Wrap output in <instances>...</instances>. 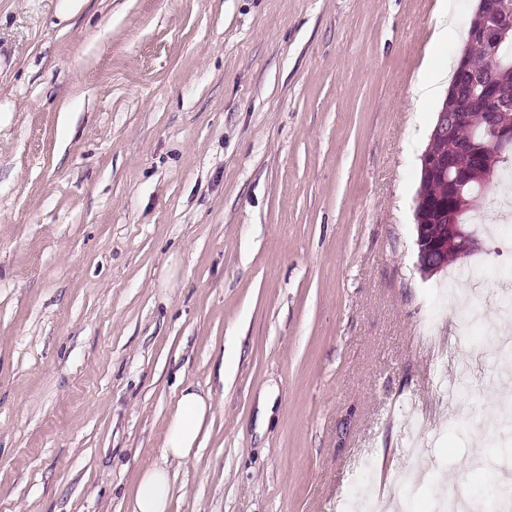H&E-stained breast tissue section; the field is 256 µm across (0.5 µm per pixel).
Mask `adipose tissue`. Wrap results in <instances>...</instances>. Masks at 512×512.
<instances>
[{"label": "adipose tissue", "mask_w": 512, "mask_h": 512, "mask_svg": "<svg viewBox=\"0 0 512 512\" xmlns=\"http://www.w3.org/2000/svg\"><path fill=\"white\" fill-rule=\"evenodd\" d=\"M214 414L211 393L188 382L162 437L163 464L143 470L128 502L129 512H168L171 481L168 462L188 461L206 437Z\"/></svg>", "instance_id": "obj_1"}]
</instances>
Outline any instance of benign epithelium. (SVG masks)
I'll return each instance as SVG.
<instances>
[{"label": "benign epithelium", "instance_id": "obj_1", "mask_svg": "<svg viewBox=\"0 0 512 512\" xmlns=\"http://www.w3.org/2000/svg\"><path fill=\"white\" fill-rule=\"evenodd\" d=\"M472 37L495 54L498 46L512 38V3L509 0H478L472 18ZM465 96L467 111L438 112L430 141L420 157L422 179L448 175V199L434 201L421 194L413 207L417 264L429 277L446 267L443 257L455 252L465 258L477 249L478 239L462 216L475 209L482 195L465 192L468 173L458 170L450 157L436 150L437 143L449 141L453 149L468 155L473 166L488 169L483 188L493 181V163L512 152V126L501 123V114L512 108V94L505 90L498 68L473 73L459 68L447 91V98Z\"/></svg>", "mask_w": 512, "mask_h": 512}]
</instances>
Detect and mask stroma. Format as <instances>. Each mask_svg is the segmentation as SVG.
<instances>
[{
  "instance_id": "obj_1",
  "label": "stroma",
  "mask_w": 512,
  "mask_h": 512,
  "mask_svg": "<svg viewBox=\"0 0 512 512\" xmlns=\"http://www.w3.org/2000/svg\"><path fill=\"white\" fill-rule=\"evenodd\" d=\"M475 6L0 0V512H127L187 381L215 411L170 512H345L410 466L406 512H500L512 317L456 294L512 304V197L429 278L412 217L415 86Z\"/></svg>"
}]
</instances>
